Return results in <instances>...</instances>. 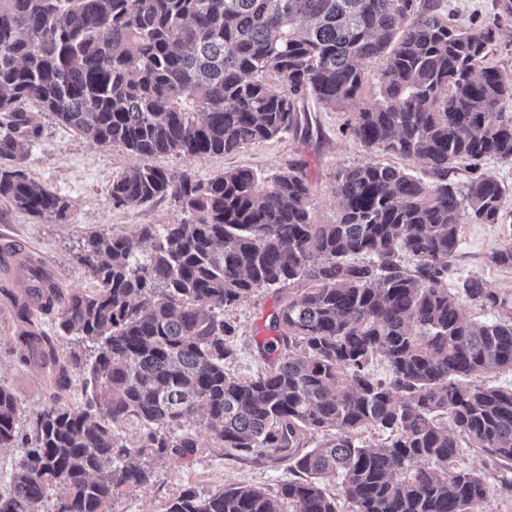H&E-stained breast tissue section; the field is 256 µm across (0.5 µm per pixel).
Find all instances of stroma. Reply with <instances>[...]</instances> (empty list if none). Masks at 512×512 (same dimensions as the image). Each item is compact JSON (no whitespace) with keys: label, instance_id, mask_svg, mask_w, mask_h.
Instances as JSON below:
<instances>
[{"label":"stroma","instance_id":"obj_1","mask_svg":"<svg viewBox=\"0 0 512 512\" xmlns=\"http://www.w3.org/2000/svg\"><path fill=\"white\" fill-rule=\"evenodd\" d=\"M436 10L463 28L476 21H493L499 12L498 0H436ZM300 108L298 130L269 141L228 155L195 159L169 154L152 157L150 163L177 173L189 171L199 180L227 169L248 168L271 175L289 164H301L310 183L311 215L319 224L336 217V174L341 169L366 162L415 169L412 160L366 150L346 127L350 113L323 108L311 97L303 99ZM36 121L40 135L30 148L25 168L36 183L67 200L68 216L65 221L55 222L0 209V244L16 245L39 260L54 273L63 290L85 291L92 283L78 260L82 239L95 232L133 235L141 225L170 224L182 219L183 214L179 204L170 198L138 208L114 207L110 196L112 178L136 165V157L121 147L98 146L85 140L50 113L37 114ZM482 168L511 189L502 203L504 221L475 224L467 213H460L462 244L453 261V276L460 280L477 277L498 293L512 294V268L494 267L487 261L492 251L512 243V164L489 158ZM22 278L17 268L8 276L0 275V385L15 395L22 412L19 427L24 430L50 403L52 390L36 365L17 359L22 324L11 296L22 288ZM292 293L289 286L260 288L231 310L237 334L230 340L234 354L224 364L226 372L247 379L264 369L258 346L269 335L271 313ZM455 464L477 471L486 479L490 493L481 506L482 512H512V489L504 485L507 474L493 467L483 452L461 448ZM151 466L152 484L119 491L109 501L106 512H165L169 501L188 486L204 496L230 484L252 485L271 493L289 477L286 468L239 461L226 449L214 446L199 448L182 460L155 459Z\"/></svg>","mask_w":512,"mask_h":512}]
</instances>
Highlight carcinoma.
<instances>
[{"label":"carcinoma","mask_w":512,"mask_h":512,"mask_svg":"<svg viewBox=\"0 0 512 512\" xmlns=\"http://www.w3.org/2000/svg\"><path fill=\"white\" fill-rule=\"evenodd\" d=\"M498 30L462 29L434 0H0V205L67 217V201L24 166L40 131L25 109L34 102L141 160L112 178L113 205L170 196L188 215L136 235L89 236L79 261L95 288L51 285L44 309L57 310L58 325L39 357L56 392L22 437L0 512H42L56 486L66 494L54 512H105L117 489L152 483L140 457L194 453L186 422L230 455L285 465L293 478L273 495L186 487L165 512H339L326 475L339 479L349 512H479L487 482L452 463L464 444L512 472V387L465 383L512 371V296L477 277L454 282L450 269L460 211L476 224L503 221L505 187L480 171L487 157L512 164V83L487 62ZM365 60L380 65L374 102ZM307 95L353 111L365 149L411 159L432 180L384 163L347 168L336 177V218L317 224L299 167L204 181L145 163L271 140L298 125ZM453 163L472 173L464 195L448 180ZM488 262L512 267V245ZM23 272L26 292L41 294L43 268ZM287 283L302 288L272 314L276 336L262 354L274 360L248 379L226 372L236 326L225 313ZM461 294L494 318L465 319ZM34 337H19L20 362ZM62 339L72 344L64 355ZM377 357L387 381L371 375ZM76 374L85 402L59 403ZM20 415L0 385V447L15 442ZM130 420L148 428L136 448L120 434ZM369 427L388 434L383 446L358 441ZM329 430L331 441L311 446Z\"/></svg>","instance_id":"obj_1"}]
</instances>
